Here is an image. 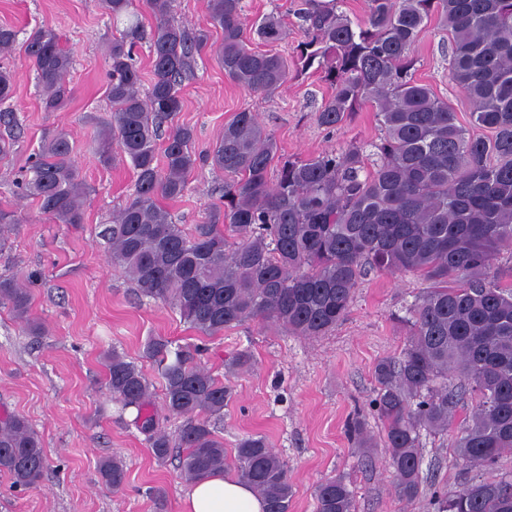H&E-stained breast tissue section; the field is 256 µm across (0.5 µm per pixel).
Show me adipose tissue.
<instances>
[{"label":"adipose tissue","mask_w":512,"mask_h":512,"mask_svg":"<svg viewBox=\"0 0 512 512\" xmlns=\"http://www.w3.org/2000/svg\"><path fill=\"white\" fill-rule=\"evenodd\" d=\"M263 500L239 477L215 474L186 493L183 512H264Z\"/></svg>","instance_id":"adipose-tissue-1"}]
</instances>
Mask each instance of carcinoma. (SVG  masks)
<instances>
[{"label": "carcinoma", "mask_w": 512, "mask_h": 512, "mask_svg": "<svg viewBox=\"0 0 512 512\" xmlns=\"http://www.w3.org/2000/svg\"><path fill=\"white\" fill-rule=\"evenodd\" d=\"M174 0H149L153 82L141 96L133 47L143 30L133 0H100L112 21L127 23L110 47L112 125L99 132L107 162L117 150L136 171L135 193L107 229L112 264L123 268L140 295L169 302L204 336L248 320L271 321L299 336H322L347 315L367 270L404 271L430 282L407 310L409 327L398 358L380 360L373 405L384 421L389 465L399 495L420 497L421 431L451 432L458 377L474 405L469 423L451 447L466 468H489L512 450V268L497 256L512 249V0H365L366 18L353 21L341 0H304L294 11L303 40L293 63L250 46L241 21L243 0H206L209 23L221 30L218 60L242 90L270 96L289 75L313 69L331 88L317 112L334 130L363 106L376 109L381 128L373 169L364 147L349 144L308 158L281 153L253 112L234 114L207 155L224 170L220 203L188 233L162 199L183 195L200 158L193 129L175 122L181 86L193 54L208 35L189 38L171 21ZM448 31L449 72L476 104L469 133L448 102L415 78L411 50L431 21ZM283 18L273 12L254 23L264 42L281 39ZM25 54L37 72L44 110L71 99V53L49 27L34 30ZM170 122L158 163L161 124ZM65 133L45 141L29 168L26 188L58 224L83 223L85 189L76 180ZM276 171L270 182V171ZM0 305L33 332L32 295L16 276H0ZM162 379L167 414L183 419L171 439L153 415L142 369L112 351L107 364L112 399L138 410L153 455L186 449L189 482L224 471V442L212 421L224 415L230 387L192 362L189 351L154 338L145 348ZM238 476L265 502L266 512H288L292 488L284 460L262 435L235 445ZM48 468L38 434L20 415L0 418V472L14 486L37 485ZM112 490L125 483L117 458L100 462ZM434 512H512V476L484 478L453 493L434 494ZM316 512H355L342 478L316 490Z\"/></svg>", "instance_id": "obj_1"}]
</instances>
